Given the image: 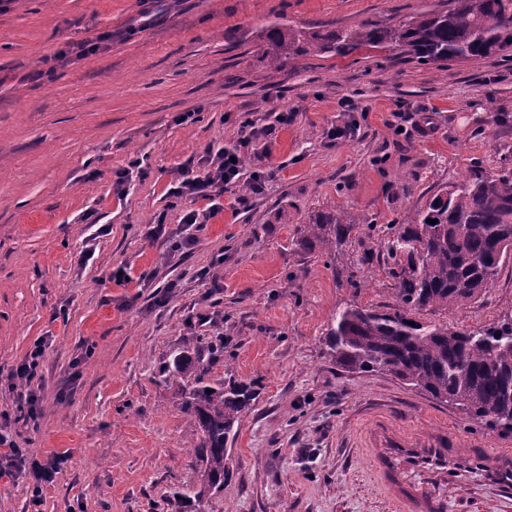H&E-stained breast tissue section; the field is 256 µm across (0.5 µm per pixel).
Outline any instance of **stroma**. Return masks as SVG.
Returning <instances> with one entry per match:
<instances>
[{
    "label": "stroma",
    "mask_w": 512,
    "mask_h": 512,
    "mask_svg": "<svg viewBox=\"0 0 512 512\" xmlns=\"http://www.w3.org/2000/svg\"><path fill=\"white\" fill-rule=\"evenodd\" d=\"M447 7L10 0L0 10V428L36 459L64 458L36 507L26 477L0 479V512H391L361 448L378 414L469 448L512 449V433L389 374L344 371L325 344L338 307L395 304L383 264L358 262L377 247L371 225L472 172L512 167V62L423 65L383 50L276 69L263 55L272 25H383ZM106 32L98 52L68 53ZM247 122L268 133L246 148L219 214L208 199L171 195L179 164L237 146ZM344 123L352 138L329 140ZM259 153L268 176L255 193ZM135 159L141 170L128 173ZM336 208L362 233L349 263L334 265L295 238L310 215ZM190 211L203 230L183 223ZM352 272L364 287H351ZM506 313L512 260L477 301L421 318L470 329ZM219 338L224 350L211 354ZM39 339L48 347L32 420L18 415L8 374ZM180 352L254 393L226 445L223 489L188 502L176 493L201 480L195 428L161 374ZM441 493L447 512H512L476 481Z\"/></svg>",
    "instance_id": "1"
}]
</instances>
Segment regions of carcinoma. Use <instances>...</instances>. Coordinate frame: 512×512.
<instances>
[{
    "mask_svg": "<svg viewBox=\"0 0 512 512\" xmlns=\"http://www.w3.org/2000/svg\"><path fill=\"white\" fill-rule=\"evenodd\" d=\"M265 40L276 68L310 53L344 58L361 49L395 50L427 63L493 54L512 61V0H448L446 10L326 34L275 26ZM358 233L350 212H320L300 225L295 245L336 262ZM380 253L392 264L396 305L388 312L355 304L339 309L326 333L329 355L349 372L388 373L457 406L475 424L512 432V316L475 329L414 319L478 299L512 259V173L449 185L391 223ZM161 373L179 382L194 418L202 484L221 488L226 444L251 408L252 390L236 382L210 385L207 369L185 355Z\"/></svg>",
    "mask_w": 512,
    "mask_h": 512,
    "instance_id": "carcinoma-1",
    "label": "carcinoma"
}]
</instances>
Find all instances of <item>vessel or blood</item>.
Wrapping results in <instances>:
<instances>
[{"label": "vessel or blood", "mask_w": 512, "mask_h": 512, "mask_svg": "<svg viewBox=\"0 0 512 512\" xmlns=\"http://www.w3.org/2000/svg\"><path fill=\"white\" fill-rule=\"evenodd\" d=\"M365 446L371 474L392 512H443L440 489L461 474L512 500L511 449L466 448L447 431L404 430L382 415L370 420ZM412 472L420 474V481L409 480Z\"/></svg>", "instance_id": "vessel-or-blood-1"}]
</instances>
